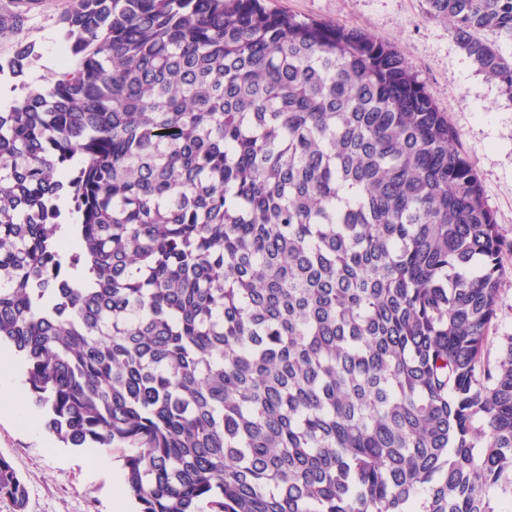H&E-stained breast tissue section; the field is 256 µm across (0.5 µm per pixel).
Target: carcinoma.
I'll list each match as a JSON object with an SVG mask.
<instances>
[{"instance_id":"carcinoma-1","label":"carcinoma","mask_w":512,"mask_h":512,"mask_svg":"<svg viewBox=\"0 0 512 512\" xmlns=\"http://www.w3.org/2000/svg\"><path fill=\"white\" fill-rule=\"evenodd\" d=\"M425 2L512 97V0ZM61 22L0 107V343L56 438L135 448L139 512H512V241L400 53L261 0Z\"/></svg>"}]
</instances>
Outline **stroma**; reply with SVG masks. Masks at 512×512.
Listing matches in <instances>:
<instances>
[{
    "instance_id": "35a3bbf8",
    "label": "stroma",
    "mask_w": 512,
    "mask_h": 512,
    "mask_svg": "<svg viewBox=\"0 0 512 512\" xmlns=\"http://www.w3.org/2000/svg\"><path fill=\"white\" fill-rule=\"evenodd\" d=\"M68 2L47 8L40 0H0V59L8 60L20 42L34 44L40 55L23 77L1 75L0 93L20 98L56 70ZM266 6L356 27L395 47L458 131L487 203L512 239V100L478 72L448 22L427 14L425 0H266ZM19 13L25 23L12 27ZM46 420L45 408L31 398L24 414L0 411V456L27 486L26 512H112L129 449H107L105 464L92 466L89 450L64 446Z\"/></svg>"
}]
</instances>
